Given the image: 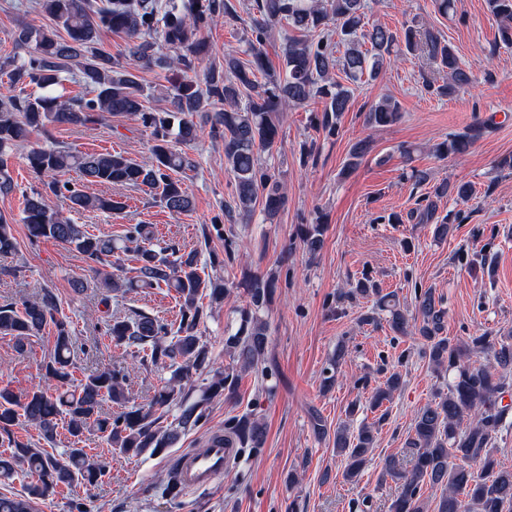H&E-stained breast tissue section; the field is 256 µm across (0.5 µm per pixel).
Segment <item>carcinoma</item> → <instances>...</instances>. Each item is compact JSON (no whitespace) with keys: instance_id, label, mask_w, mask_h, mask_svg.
I'll list each match as a JSON object with an SVG mask.
<instances>
[{"instance_id":"obj_1","label":"carcinoma","mask_w":512,"mask_h":512,"mask_svg":"<svg viewBox=\"0 0 512 512\" xmlns=\"http://www.w3.org/2000/svg\"><path fill=\"white\" fill-rule=\"evenodd\" d=\"M55 29L21 27L15 32L18 52L0 60V73L19 94L0 98V195L15 191L17 184L9 160L14 148L28 140L32 131L48 133L55 125L89 127L102 123L106 115H126L150 131L149 160L137 162L121 153H82L68 150L47 137L32 148L26 160L37 175L50 178L41 190L25 196L24 216L29 237L53 239L75 250L98 287L107 292L138 288H165L181 302L178 324L166 323L144 311L131 309L124 317L106 323L111 341L134 347L143 353L141 361L170 370V377L154 392L149 406L129 405L125 394V368L119 364L94 371L81 379L72 368L78 350L69 318L61 301L50 289L33 300L0 305V335L17 339L37 337L46 329L53 333V348L44 360L46 384L16 395L9 386L0 387V482L19 472L31 478L20 496L0 492V512H38L39 503L56 489L74 483L91 484L103 477L106 467L90 462L80 447L85 432L94 428L118 453L139 456L157 453L174 445L180 436L203 425L208 403L216 397L232 400L237 375L217 372L201 386V395L190 400L193 375L209 365L207 344L198 326L203 316L199 301L209 305L224 303L233 284L222 276L200 275L198 251L180 252L155 240L147 224H131L116 240L95 236L62 216L46 203L50 193L62 195L76 211L118 215L126 208L123 196L90 195L78 184L62 179L75 171L80 178L107 186H132L159 196L169 211L188 212L192 199L176 174L194 167L184 148L195 143L201 112L208 113L211 133L224 141V163L235 182L234 212L248 219L256 202H261L265 218L273 220L286 200L275 175L263 166L259 153L273 148L278 137L279 115L289 107L318 98L323 103L316 124L336 130L344 112L352 105L353 86L367 76L375 79L391 60L401 54H421L435 66L440 79H425L428 92L452 96L472 85V74L462 65L452 46L432 28L413 20L397 34L374 24L366 27V0H255L243 61L224 55V71L211 69L200 83L189 76L195 61L209 53L201 36L217 12L235 22L237 11L229 0H105L93 9L90 0H40ZM497 21L496 42L512 47V0H487ZM286 24L298 35L288 39L283 53L284 76L267 74L264 45L269 29ZM108 28L126 37L122 63L95 51L99 31ZM162 41L175 55L155 51ZM76 63L80 82L93 89L91 98L74 96L67 100L54 94L71 63ZM168 70L181 75L168 94L170 108L157 112L147 106L148 92L140 82L137 67ZM34 85L36 96L22 95ZM401 118L399 103L383 97L365 115L369 127H386ZM483 124L456 134L432 148L439 157L458 155L479 139ZM373 149L368 137L355 141L341 174L349 175ZM415 185H427L423 204L407 217L393 213L388 221L402 224L435 225V235L445 239L454 232L448 218L437 216V202L444 198L467 201L473 187L467 182H432L430 173L409 168ZM302 242L311 253L323 243V229L311 224L302 232ZM13 225L0 216V255L15 252ZM135 254L133 275L124 274L120 254ZM250 305L240 313L238 330L224 339V350L244 368L265 362L268 347L267 324L260 319L276 288L273 277L251 276L243 281ZM373 298V306L387 312L390 329L403 337L416 335L424 342L425 357L437 369L448 371V393L424 407L415 416L408 446L415 450L409 470L389 456L383 473L400 482V492L391 512H424V488L440 492L437 512H512V470L499 465L494 456V440L512 404L503 403L508 393L506 373L512 371V343L493 336H471L469 341L452 343L443 335L447 310L442 297L431 288H414L416 313L401 309L393 293H382L368 275L351 283L345 297ZM484 354L488 363L472 365L471 354ZM403 383L402 373L388 372L374 392L371 411H377ZM120 407L103 415L105 400ZM172 406L178 414L163 425ZM30 425L51 443L59 427L71 437L66 459L21 443L13 428ZM375 424L366 423L356 435L344 426L336 427V451L346 456L345 477L356 479L373 449ZM229 434L243 447L259 448L265 437L263 425L249 414L224 423L213 435ZM480 471H475L474 466Z\"/></svg>"}]
</instances>
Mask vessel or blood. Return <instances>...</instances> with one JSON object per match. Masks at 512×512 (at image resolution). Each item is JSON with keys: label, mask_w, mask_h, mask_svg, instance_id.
Returning <instances> with one entry per match:
<instances>
[{"label": "vessel or blood", "mask_w": 512, "mask_h": 512, "mask_svg": "<svg viewBox=\"0 0 512 512\" xmlns=\"http://www.w3.org/2000/svg\"><path fill=\"white\" fill-rule=\"evenodd\" d=\"M236 447L221 437L210 438L204 447L182 452L176 462L185 490L194 492L209 488L232 467Z\"/></svg>", "instance_id": "obj_1"}]
</instances>
